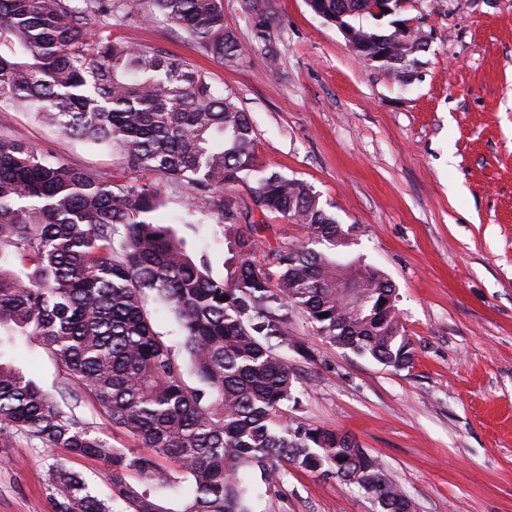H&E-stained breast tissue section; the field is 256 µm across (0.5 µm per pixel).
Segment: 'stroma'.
Masks as SVG:
<instances>
[{
  "label": "stroma",
  "mask_w": 512,
  "mask_h": 512,
  "mask_svg": "<svg viewBox=\"0 0 512 512\" xmlns=\"http://www.w3.org/2000/svg\"><path fill=\"white\" fill-rule=\"evenodd\" d=\"M242 46L236 62L202 54L172 23L143 18L112 34L205 72L232 91L254 127L261 164L299 179L338 224L354 226L352 255L385 272L416 351L396 370L327 343L300 311L288 322L306 355L288 351L300 404L295 427L353 437L382 465L411 512H512V0H407L430 32L417 77L403 86L353 52L305 0H223ZM272 19L275 64L252 43L255 9ZM52 160L137 175L105 146L66 137L33 114L0 106V137ZM155 222L172 225L221 278L214 224L184 223V192L166 187ZM16 360L50 391L67 382L40 345ZM58 461L100 494L108 472L16 436L0 447V512H53L44 466ZM256 512H377L332 473L292 467L254 479Z\"/></svg>",
  "instance_id": "obj_1"
}]
</instances>
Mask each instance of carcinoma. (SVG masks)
Segmentation results:
<instances>
[{
    "instance_id": "cac0c4a2",
    "label": "carcinoma",
    "mask_w": 512,
    "mask_h": 512,
    "mask_svg": "<svg viewBox=\"0 0 512 512\" xmlns=\"http://www.w3.org/2000/svg\"><path fill=\"white\" fill-rule=\"evenodd\" d=\"M125 2L0 0V104L110 146L140 176L128 184L0 138V446L19 433L103 462L112 500L129 512H254L249 472L271 481L283 463L331 466L377 500L378 512H408L400 489L352 438L300 430L280 414L298 401L280 351L304 350L288 340L292 309L333 345L395 370L413 363L395 288L350 256L354 226L337 224L308 184L257 167L253 125L233 93L183 62L112 39L110 19L123 16ZM306 2L350 34L355 53L412 82L429 41L400 28L407 0ZM148 6L144 17L162 16L207 56H239L222 0ZM270 25L256 13L253 42L269 44ZM165 184L187 191V213L197 207L222 226L224 278L211 277L171 226L151 220ZM236 185L246 186L249 203L224 196ZM271 217L306 225L309 237L294 249L267 248L260 264L259 233ZM354 276L356 288L341 298L336 282ZM150 298L174 315L185 359L154 330ZM31 340L112 427L150 452L112 446L77 404L17 368L8 354ZM46 482L55 512H112L62 464L49 465Z\"/></svg>"
}]
</instances>
